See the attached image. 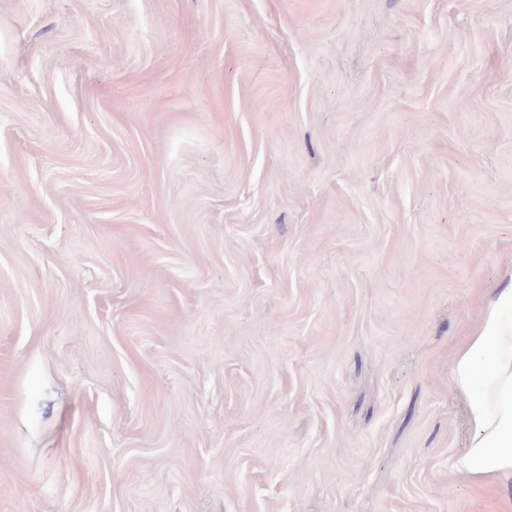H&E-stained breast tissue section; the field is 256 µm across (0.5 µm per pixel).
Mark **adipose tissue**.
Segmentation results:
<instances>
[{"label": "adipose tissue", "mask_w": 512, "mask_h": 512, "mask_svg": "<svg viewBox=\"0 0 512 512\" xmlns=\"http://www.w3.org/2000/svg\"><path fill=\"white\" fill-rule=\"evenodd\" d=\"M451 385L472 427L455 472L512 488V282L484 300L479 325L454 354Z\"/></svg>", "instance_id": "1"}]
</instances>
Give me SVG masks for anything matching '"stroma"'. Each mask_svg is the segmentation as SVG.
<instances>
[{"instance_id":"obj_1","label":"stroma","mask_w":512,"mask_h":512,"mask_svg":"<svg viewBox=\"0 0 512 512\" xmlns=\"http://www.w3.org/2000/svg\"><path fill=\"white\" fill-rule=\"evenodd\" d=\"M511 280L512 0H0V512H512ZM453 390L467 408L472 434L453 468L476 485L512 486V280L482 304L481 319L457 348Z\"/></svg>"}]
</instances>
